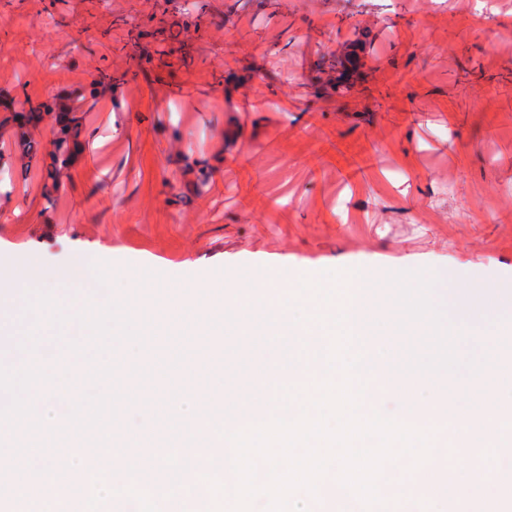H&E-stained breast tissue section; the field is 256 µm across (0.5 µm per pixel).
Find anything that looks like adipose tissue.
I'll list each match as a JSON object with an SVG mask.
<instances>
[{
    "label": "adipose tissue",
    "instance_id": "1",
    "mask_svg": "<svg viewBox=\"0 0 512 512\" xmlns=\"http://www.w3.org/2000/svg\"><path fill=\"white\" fill-rule=\"evenodd\" d=\"M79 464L78 457L69 455L51 459L44 476L0 470V487L8 490L14 512H54L62 478Z\"/></svg>",
    "mask_w": 512,
    "mask_h": 512
}]
</instances>
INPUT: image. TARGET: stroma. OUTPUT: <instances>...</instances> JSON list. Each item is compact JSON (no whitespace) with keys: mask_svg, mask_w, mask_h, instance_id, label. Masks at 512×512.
<instances>
[{"mask_svg":"<svg viewBox=\"0 0 512 512\" xmlns=\"http://www.w3.org/2000/svg\"><path fill=\"white\" fill-rule=\"evenodd\" d=\"M512 0H0V96L39 102L111 72L55 205L37 168L0 165V271L36 261L45 285L76 253L114 266L260 278L371 266L448 267V291L512 280ZM353 87H330L354 45ZM210 171L196 193L183 157ZM304 337L180 336L143 347L157 387L176 361L252 368ZM62 403L110 390L82 357L37 356ZM20 464L90 456L89 438L0 427Z\"/></svg>","mask_w":512,"mask_h":512,"instance_id":"obj_1","label":"stroma"}]
</instances>
